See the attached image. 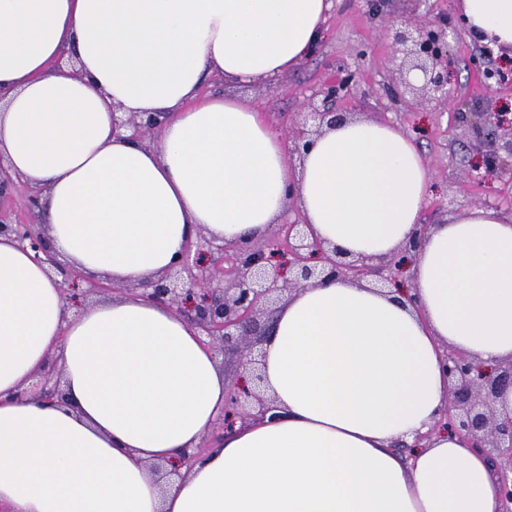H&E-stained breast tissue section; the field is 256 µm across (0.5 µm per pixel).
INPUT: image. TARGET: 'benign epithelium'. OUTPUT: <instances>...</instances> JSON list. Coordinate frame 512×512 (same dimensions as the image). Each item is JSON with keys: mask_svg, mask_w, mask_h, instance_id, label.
<instances>
[{"mask_svg": "<svg viewBox=\"0 0 512 512\" xmlns=\"http://www.w3.org/2000/svg\"><path fill=\"white\" fill-rule=\"evenodd\" d=\"M459 23L443 21L435 24H404L393 28L389 35L402 47L405 59L396 88L386 93L418 92L421 96H448L451 57L448 36ZM355 82L348 72L337 81L321 85L309 103L310 118L317 129L301 126L290 136L289 152L297 157L306 154L322 129L344 120L336 111V100L346 95ZM462 118L476 132L473 150L482 156V164L493 171L500 162L499 152L512 157V114L487 105ZM168 116L164 112L112 113V131L129 132V138L142 141L159 132ZM0 236H10L33 253V258L50 266L55 253L45 228L0 215ZM421 245V234H412L401 246V258L381 259L373 263L370 257H356L335 248L326 249L314 237L311 225L298 219L281 225L277 238L264 246L252 239L226 244L203 233L186 242L179 259L165 272L135 283L125 292L189 313V321L198 330L202 343L220 358L228 349L240 350L239 369L248 375L253 386L240 383L229 392L224 418L216 427L212 440L224 439V431L237 420L262 418L270 409V400L263 390L259 363L246 338L268 330L257 329L256 318L272 296L282 291L298 290L308 284H325L339 279L358 283L375 277L382 283H395L405 266L402 258L415 254ZM231 252L232 266L224 270V251ZM448 374L449 400L441 419L431 431L421 435V442L439 428H447L471 442L472 447L487 452L497 478L502 512H512V417L499 419L493 401L504 389L512 386V360H505L490 369L482 368L454 350L444 354ZM62 372L58 358L32 376L31 385L22 395L63 405L66 393L61 388ZM211 445L202 444L183 454L180 466L166 469L153 463L150 469L164 478L183 479L180 467L199 460Z\"/></svg>", "mask_w": 512, "mask_h": 512, "instance_id": "benign-epithelium-1", "label": "benign epithelium"}]
</instances>
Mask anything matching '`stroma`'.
Wrapping results in <instances>:
<instances>
[{
	"label": "stroma",
	"mask_w": 512,
	"mask_h": 512,
	"mask_svg": "<svg viewBox=\"0 0 512 512\" xmlns=\"http://www.w3.org/2000/svg\"><path fill=\"white\" fill-rule=\"evenodd\" d=\"M453 12L451 0H388L384 16L373 20L365 0H332L325 37L313 53L275 82L242 86L235 93L285 135L305 121L307 99L315 89L353 72L356 85L350 95L337 99L336 109L398 126L412 137L432 177L422 223H443L448 215L475 205L511 214L512 172L478 175L479 160L471 149L474 135L460 115L485 99L501 111L512 110V87L487 90L482 76L489 65L512 72V57L496 55L490 63L480 62L482 43L461 30L449 40L455 60L449 97L428 102L409 94L395 101L384 92L398 77L401 57L385 27L405 21L435 23Z\"/></svg>",
	"instance_id": "1"
}]
</instances>
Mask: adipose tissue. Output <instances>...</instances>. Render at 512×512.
I'll use <instances>...</instances> for the list:
<instances>
[{
    "instance_id": "obj_1",
    "label": "adipose tissue",
    "mask_w": 512,
    "mask_h": 512,
    "mask_svg": "<svg viewBox=\"0 0 512 512\" xmlns=\"http://www.w3.org/2000/svg\"><path fill=\"white\" fill-rule=\"evenodd\" d=\"M330 7L0 0V155L46 189L53 246L85 273L137 283L198 230L267 235L293 196L325 246L394 255L431 182L408 135L342 121L293 168L256 108L199 95L213 72L288 73ZM456 7L475 39L512 52V0ZM65 52L80 76L54 70ZM117 110L170 118L140 144L113 135ZM409 286L411 302L345 281L295 292L261 351L273 416L225 431L162 484L147 462L197 446L224 413L218 358L167 306L68 308L46 267L0 236V512H501L486 455L431 428L448 403L444 348L485 368L512 359V214L478 206L432 225ZM54 355L63 407L21 394Z\"/></svg>"
}]
</instances>
